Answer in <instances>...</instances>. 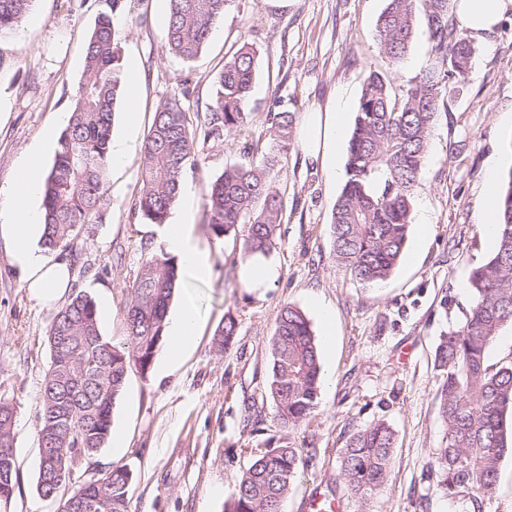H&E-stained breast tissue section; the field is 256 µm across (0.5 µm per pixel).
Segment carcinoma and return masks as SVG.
Here are the masks:
<instances>
[{
	"label": "carcinoma",
	"mask_w": 512,
	"mask_h": 512,
	"mask_svg": "<svg viewBox=\"0 0 512 512\" xmlns=\"http://www.w3.org/2000/svg\"><path fill=\"white\" fill-rule=\"evenodd\" d=\"M36 0H0V68L10 61L4 44ZM104 11L85 49V68L68 124L58 139L44 185L43 246L76 261L77 240L99 214L108 177L112 121L122 98L124 64L112 18L131 10V0H102ZM235 0H169L165 47L184 62L205 47L212 27ZM449 0H386L379 17V53L400 61L415 36L419 15L427 19L428 63L419 78L396 90L388 75L369 69L348 142L347 179L332 211V256L336 268L366 287L386 282L399 265L412 226V197L423 172L431 130L447 97L459 91L458 78L471 68L475 46L458 28ZM257 53L243 43L216 77V91L203 117V139L244 131L250 122L245 102L257 69ZM180 94L156 107L143 145L139 195L134 210L150 224H164L179 194L187 167L197 164V130L190 126ZM273 146L245 139V161L224 168L206 184L205 208L212 235L242 234V254H265L282 218V198L269 178L278 154L288 149L292 116L269 114ZM496 249L475 268L468 288L472 301L464 318L442 335L435 363L443 383L439 415L445 442L437 449V491L444 497L491 489L499 464L512 454L506 437L512 417V361L487 364L497 336L512 328V171L501 183ZM181 275L174 258L147 252L125 301L127 345L117 346L100 330L95 301L73 292L56 314L47 335L50 365L39 392L37 430L40 456L36 482L41 498L57 506L85 504L81 512H128L132 473L112 466L104 477L61 494V476L76 455L90 463L107 443L113 412L131 362L146 371L166 341L167 313ZM238 320L224 315L217 331L226 350L237 336ZM271 373L267 391L273 417L288 430L316 411L322 364L317 338L305 313L280 309L268 342ZM15 412L0 398V504L10 502L17 484L14 461ZM395 448L394 432L380 420L357 429L339 460L347 494L360 509L387 481ZM299 449L287 443L252 457L228 512H281L299 475Z\"/></svg>",
	"instance_id": "carcinoma-1"
}]
</instances>
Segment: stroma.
<instances>
[{
	"label": "stroma",
	"mask_w": 512,
	"mask_h": 512,
	"mask_svg": "<svg viewBox=\"0 0 512 512\" xmlns=\"http://www.w3.org/2000/svg\"><path fill=\"white\" fill-rule=\"evenodd\" d=\"M100 0H37L8 43L13 62L0 69V186L15 178L27 148L47 130L67 124L85 65V47ZM385 0H235L213 27L199 57L184 63L167 52L168 0H141L148 20L115 23L124 60L139 67V124L123 163L110 168L103 219L85 225L73 289L96 301L103 336L126 341L123 307L144 251L164 252L161 226L134 211L142 146L159 102L189 83L184 102L201 123L225 56L242 42L258 50V66L245 109L252 136H265L267 116L288 112L294 136L270 177L283 196L279 236L269 256L279 276L259 291L240 275L241 242L214 239L204 207V185L225 166L242 162L244 138L226 134L198 145V163L182 185L194 192L192 234L212 257L200 279L182 271L170 312L192 303L198 334L177 363L159 351L148 371L131 367L114 409L112 443L66 484L73 491L112 466L132 473L129 512H225L252 452L289 442L300 451L301 476L282 512H305L306 500L340 482L338 457L350 436L378 420L396 433V448L382 490L369 512H473L466 497L436 489V450L445 436L437 396L442 377L435 351L442 334L471 304L473 269L495 245L483 233L486 176L512 170V13L495 31L475 39L472 65L459 95L448 99L433 124L426 167L415 189L414 223L431 224L427 238L410 234L402 260L380 288H366L336 269L331 256L333 206L346 181L347 143L336 151V171L306 159L299 133L310 112H339L351 134L362 84L370 67L385 70L402 89L427 65L428 28L418 19L406 58L389 65L375 40ZM300 307L320 348L319 406L294 431L279 427L265 398L270 375L268 340L279 309ZM60 304L35 299L0 238V397L16 410L14 456L18 484L0 512H54L36 491L40 448L38 394L50 364L48 329ZM330 312L332 327L322 314ZM233 313L238 334L218 351L215 332Z\"/></svg>",
	"instance_id": "35a3bbf8"
}]
</instances>
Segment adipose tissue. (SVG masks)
<instances>
[{"label": "adipose tissue", "mask_w": 512, "mask_h": 512, "mask_svg": "<svg viewBox=\"0 0 512 512\" xmlns=\"http://www.w3.org/2000/svg\"><path fill=\"white\" fill-rule=\"evenodd\" d=\"M452 11L460 28L480 37L492 32L505 14L512 13V0H452ZM341 130L340 119L333 112L310 113L302 130L308 156L331 173L336 170V141ZM43 175L41 149L28 150L19 163L15 182L0 193L11 207V221L0 225V235L10 240L11 260L31 293L53 302L65 294L71 275L66 262L47 257L40 245L42 213L32 205L31 198ZM163 239L185 267L200 275L208 273L211 254L200 247L186 219L166 225Z\"/></svg>", "instance_id": "obj_1"}]
</instances>
